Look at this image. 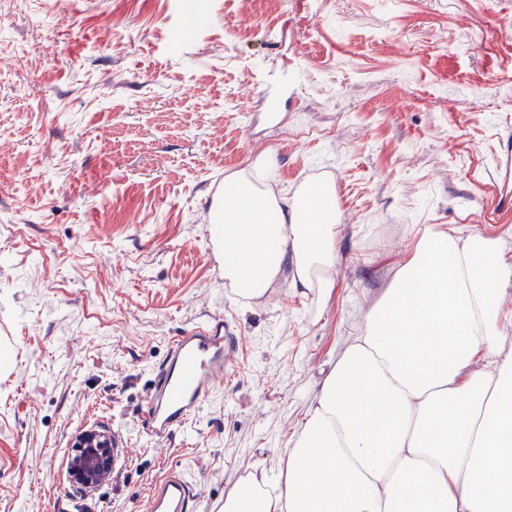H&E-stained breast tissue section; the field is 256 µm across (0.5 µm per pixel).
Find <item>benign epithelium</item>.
I'll return each instance as SVG.
<instances>
[{"mask_svg":"<svg viewBox=\"0 0 512 512\" xmlns=\"http://www.w3.org/2000/svg\"><path fill=\"white\" fill-rule=\"evenodd\" d=\"M112 469V437L104 431L86 430L76 437L69 462V479L85 491L96 488Z\"/></svg>","mask_w":512,"mask_h":512,"instance_id":"benign-epithelium-1","label":"benign epithelium"}]
</instances>
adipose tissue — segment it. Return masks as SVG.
I'll list each match as a JSON object with an SVG mask.
<instances>
[{"label":"adipose tissue","instance_id":"1","mask_svg":"<svg viewBox=\"0 0 512 512\" xmlns=\"http://www.w3.org/2000/svg\"><path fill=\"white\" fill-rule=\"evenodd\" d=\"M267 161L224 177L232 242L224 277L262 296L286 264L330 289L336 191L274 198ZM512 281L492 239L421 232L411 257L338 356L306 415L277 493L255 474L224 512H512V354L500 296ZM488 371H474L478 359Z\"/></svg>","mask_w":512,"mask_h":512}]
</instances>
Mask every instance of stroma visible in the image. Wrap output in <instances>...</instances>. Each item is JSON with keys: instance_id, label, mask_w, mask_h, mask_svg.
Instances as JSON below:
<instances>
[{"instance_id": "35a3bbf8", "label": "stroma", "mask_w": 512, "mask_h": 512, "mask_svg": "<svg viewBox=\"0 0 512 512\" xmlns=\"http://www.w3.org/2000/svg\"><path fill=\"white\" fill-rule=\"evenodd\" d=\"M20 0L0 15V512H146L177 467L196 512L277 476L341 350L423 230L512 265V0ZM270 159L339 205L330 290L241 298L208 252L213 184ZM209 315L237 367L169 441L146 399ZM128 458L92 494L85 430ZM119 447L115 434L111 437L104 431L91 429L78 435L68 470L72 485L92 491L107 477L111 469V475L116 474L125 462L123 448Z\"/></svg>"}]
</instances>
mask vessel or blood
<instances>
[{"label": "vessel or blood", "instance_id": "b4317fda", "mask_svg": "<svg viewBox=\"0 0 512 512\" xmlns=\"http://www.w3.org/2000/svg\"><path fill=\"white\" fill-rule=\"evenodd\" d=\"M241 338L223 319L185 329L170 347L147 400L148 431L161 441L191 420L233 371ZM193 485L180 470L168 469L147 498L148 512H195Z\"/></svg>", "mask_w": 512, "mask_h": 512}]
</instances>
